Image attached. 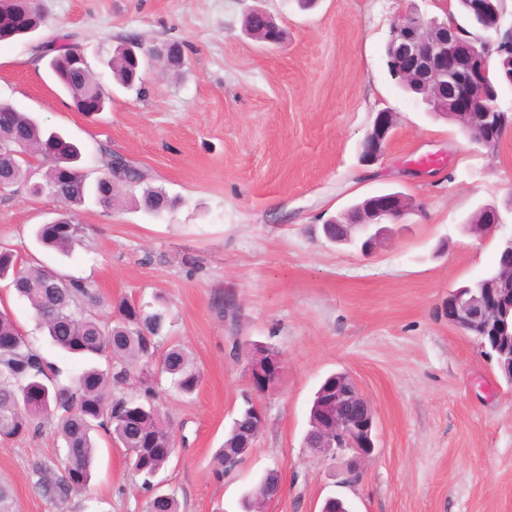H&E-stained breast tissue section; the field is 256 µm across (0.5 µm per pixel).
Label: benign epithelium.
<instances>
[{
    "label": "benign epithelium",
    "instance_id": "1",
    "mask_svg": "<svg viewBox=\"0 0 512 512\" xmlns=\"http://www.w3.org/2000/svg\"><path fill=\"white\" fill-rule=\"evenodd\" d=\"M247 30L257 41L275 44L277 25L265 11L249 13ZM30 32L24 9L0 10V41L18 38ZM388 67L402 85H418L425 99L444 118L454 123L470 142L494 148L498 134L512 126L497 104L490 80L493 73L512 80V27L507 37L491 36L479 41L461 37L456 24L448 19L426 17L407 10L393 26L387 46ZM396 126L395 114L376 113L370 130L360 143V161L370 166L379 161ZM414 206L400 193H384L366 197L339 217L323 225L340 229L336 242L360 243L363 256L372 254L377 241L391 231L390 225L402 224L413 213ZM478 220L468 229L482 236L501 218L494 207H485ZM466 289L448 292L441 313L460 333L467 336H492L490 357L501 370L512 375V326L507 317L512 312V299L499 288H484L477 294L465 295ZM255 345H250L248 376L252 391L264 394L274 389L281 379L282 365L264 363ZM315 427L322 436L314 452L325 457L344 459V475L351 479L361 474L371 458L375 445V418L368 401L358 388H337L322 393ZM281 482L263 485L257 492L258 507L253 512H268V506L281 495Z\"/></svg>",
    "mask_w": 512,
    "mask_h": 512
}]
</instances>
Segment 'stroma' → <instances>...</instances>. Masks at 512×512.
<instances>
[{
    "instance_id": "35a3bbf8",
    "label": "stroma",
    "mask_w": 512,
    "mask_h": 512,
    "mask_svg": "<svg viewBox=\"0 0 512 512\" xmlns=\"http://www.w3.org/2000/svg\"><path fill=\"white\" fill-rule=\"evenodd\" d=\"M45 23L0 41V100L82 148L91 177L104 155H124L149 186L175 198L153 216L140 190L118 187L105 211L77 210L86 241L63 257L38 246L36 225L61 202L26 187L0 193V249L23 264L80 277L107 299L165 297L164 345L184 347L202 377L189 396L158 386L175 452L159 478L181 512H240V500L270 469L282 494L272 512H320L326 499L351 512H512V383L439 309L449 290L492 270L512 235V128L496 148L471 143L391 78L385 47L398 13L435 16V0H39ZM266 10L283 31L262 46L244 20ZM71 34L106 111L78 112L38 50ZM181 44L177 69L152 59L141 91L119 85L106 65L115 46ZM394 112L382 160L364 166L359 145L376 112ZM398 192L415 211L364 257L327 242L322 224L359 199ZM501 226L467 229L482 207ZM234 294L235 318L216 315V293ZM0 309L64 373L81 360L49 345L28 301L0 282ZM281 354L278 387L256 401L266 426L241 469L224 481L212 456L248 390L247 361L233 341ZM348 373L370 403L376 449L359 480L341 482V461L303 445L321 382ZM61 441L41 434L0 440V478L18 512H145L126 451L101 439L92 491L60 503L33 486L35 461L59 463Z\"/></svg>"
}]
</instances>
